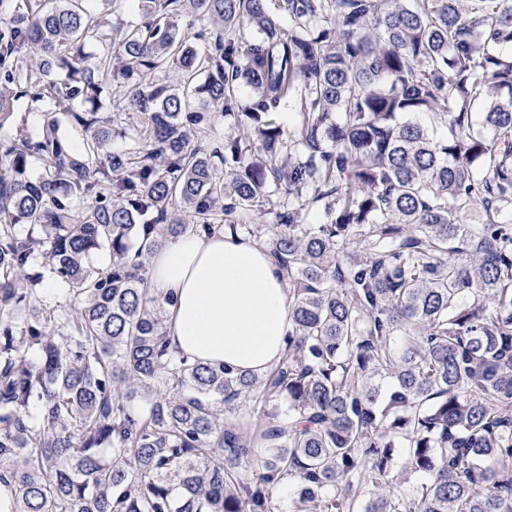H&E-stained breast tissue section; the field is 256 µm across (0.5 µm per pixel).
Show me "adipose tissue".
Wrapping results in <instances>:
<instances>
[{
	"instance_id": "1",
	"label": "adipose tissue",
	"mask_w": 512,
	"mask_h": 512,
	"mask_svg": "<svg viewBox=\"0 0 512 512\" xmlns=\"http://www.w3.org/2000/svg\"><path fill=\"white\" fill-rule=\"evenodd\" d=\"M150 276L169 300L174 352L259 375L281 360L291 326L288 285L253 239L179 235L153 255Z\"/></svg>"
}]
</instances>
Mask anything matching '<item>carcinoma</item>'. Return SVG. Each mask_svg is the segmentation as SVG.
I'll use <instances>...</instances> for the list:
<instances>
[{"label": "carcinoma", "mask_w": 512, "mask_h": 512, "mask_svg": "<svg viewBox=\"0 0 512 512\" xmlns=\"http://www.w3.org/2000/svg\"><path fill=\"white\" fill-rule=\"evenodd\" d=\"M117 2L0 0V125L43 114L0 144L11 512H278L288 484L294 512H512V0H279L287 29L268 0ZM188 229L282 271L266 374L169 353L149 263ZM39 253L79 307L42 304ZM40 115L39 112H29L25 100L15 103L13 115L0 129L1 141H12L23 129L28 133H33L41 121Z\"/></svg>", "instance_id": "cac0c4a2"}]
</instances>
